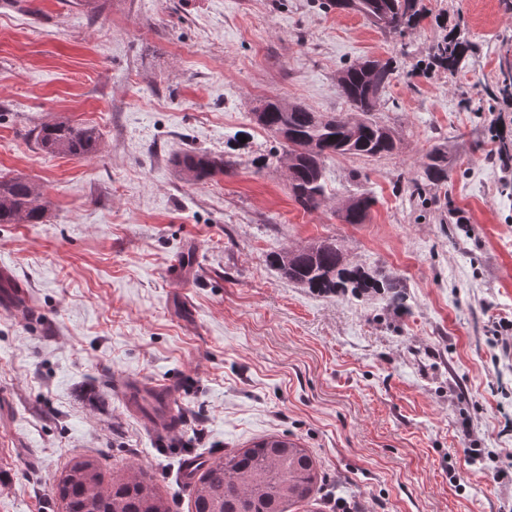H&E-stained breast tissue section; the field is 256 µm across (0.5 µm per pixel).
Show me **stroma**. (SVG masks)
Here are the masks:
<instances>
[{
    "label": "stroma",
    "instance_id": "stroma-1",
    "mask_svg": "<svg viewBox=\"0 0 512 512\" xmlns=\"http://www.w3.org/2000/svg\"><path fill=\"white\" fill-rule=\"evenodd\" d=\"M325 2L0 0V176L48 203L43 223L0 224L25 291L0 308V512H52L51 477L78 454L141 468L190 512L181 458L266 435L323 477L292 512H512V186L489 132L512 0H422L400 35ZM451 30L470 46L453 73L429 64ZM365 58L396 68L374 118L398 148L328 161L327 199L304 210L252 107L348 111L337 78ZM62 120L95 128L98 153L40 151L37 129ZM193 150L234 172L186 182L175 159ZM435 150L447 183L410 198ZM363 192L365 223H346ZM320 241L398 279L403 306L267 261ZM140 377L176 389L167 437L126 408Z\"/></svg>",
    "mask_w": 512,
    "mask_h": 512
}]
</instances>
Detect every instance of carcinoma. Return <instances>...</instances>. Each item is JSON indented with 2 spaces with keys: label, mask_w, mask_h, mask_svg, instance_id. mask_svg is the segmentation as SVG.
<instances>
[{
  "label": "carcinoma",
  "mask_w": 512,
  "mask_h": 512,
  "mask_svg": "<svg viewBox=\"0 0 512 512\" xmlns=\"http://www.w3.org/2000/svg\"><path fill=\"white\" fill-rule=\"evenodd\" d=\"M328 6L375 17L376 25L388 33L401 32L423 16L419 0H328ZM467 52L468 45L451 33L436 46L433 56L455 72L464 67ZM373 65L368 72L355 63L337 79L338 92L351 111L362 113L357 124H350L344 112L322 114L296 104L286 111L278 101L268 100L273 109L264 113L259 125L274 135L281 129L288 132L281 144L285 153L292 155L289 170L295 200L307 211L319 208L325 200L326 163L291 145L314 142L320 152L328 153L329 160L345 154L375 158L395 150L391 131L372 117L394 68L389 61ZM35 141L49 155L89 158L98 151L95 129L69 121L41 126ZM178 164L186 181L200 183L232 173L235 161L199 152L183 155ZM424 175L432 184L447 181L445 155L438 151L430 154ZM357 199L359 205L344 214L348 224L363 223L373 204L366 194ZM46 213L47 203L30 182L0 177V224H41ZM269 263L285 279L319 292L349 291L356 297L373 290L385 294L393 304L404 300L399 280L348 264L342 250L332 243L287 249L271 255ZM320 482L316 462L307 449L285 437L265 436L247 448L208 460L190 484L192 512H290L293 506L310 502ZM52 490L59 512H171L152 480L139 469L131 466L106 483L97 460L86 456L69 461L54 478Z\"/></svg>",
  "instance_id": "cac0c4a2"
}]
</instances>
